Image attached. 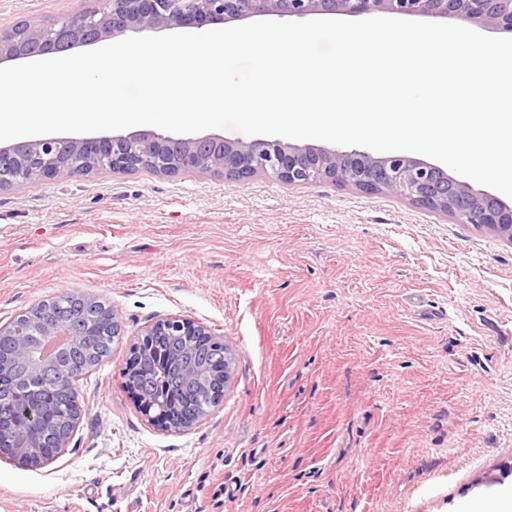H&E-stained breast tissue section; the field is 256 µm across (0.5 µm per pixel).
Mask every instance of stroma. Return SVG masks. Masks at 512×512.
Here are the masks:
<instances>
[{
    "instance_id": "1",
    "label": "stroma",
    "mask_w": 512,
    "mask_h": 512,
    "mask_svg": "<svg viewBox=\"0 0 512 512\" xmlns=\"http://www.w3.org/2000/svg\"><path fill=\"white\" fill-rule=\"evenodd\" d=\"M90 0H0V29ZM122 323L42 468L0 458V512H464L512 490V245L387 195L187 172L0 191V325L65 292ZM234 356L191 429L125 385L151 323ZM137 398V406L142 415L147 419L148 422L158 424L167 429H176V430H185L191 428L195 425L196 422H183L179 423L177 421L171 420V417L166 419L162 417V411L157 413V406L155 402L142 398L138 394H136Z\"/></svg>"
}]
</instances>
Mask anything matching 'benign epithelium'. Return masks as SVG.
<instances>
[{"mask_svg": "<svg viewBox=\"0 0 512 512\" xmlns=\"http://www.w3.org/2000/svg\"><path fill=\"white\" fill-rule=\"evenodd\" d=\"M96 6L46 26L24 32H0V62L67 52L127 33L170 27H196L253 16L303 17L391 13L441 18L450 24L474 23L489 32L512 33V0H94ZM152 170L174 176L190 170L230 180L268 175L292 186L330 181L363 194H387L449 216L459 224L492 231L512 244V207L499 198L472 190L441 168L402 154L379 155L360 147H300L288 141L255 139L229 142L217 134H165L152 130L97 137L49 136L0 146V190L55 180L63 175L109 170ZM30 328L17 339L11 360L47 373L54 387L69 386L62 357L75 350L79 332L63 327L32 307ZM172 326L183 335L219 338L192 319H162L144 331L141 343ZM151 423L185 430L191 422L162 417L155 402L137 397Z\"/></svg>", "mask_w": 512, "mask_h": 512, "instance_id": "1", "label": "benign epithelium"}]
</instances>
